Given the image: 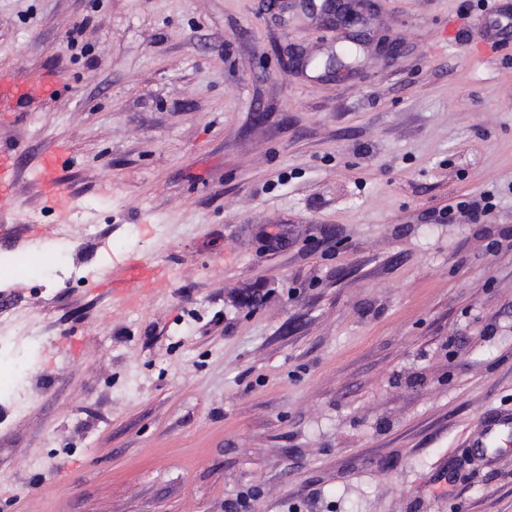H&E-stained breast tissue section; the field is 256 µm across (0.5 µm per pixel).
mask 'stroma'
Returning <instances> with one entry per match:
<instances>
[{
    "label": "stroma",
    "instance_id": "stroma-1",
    "mask_svg": "<svg viewBox=\"0 0 512 512\" xmlns=\"http://www.w3.org/2000/svg\"><path fill=\"white\" fill-rule=\"evenodd\" d=\"M486 16L0 0V73L60 84L0 124V512H512V445L467 446L512 408V37L473 57ZM60 144L64 224L30 180ZM63 244L57 276L4 275ZM130 253L169 282L91 289ZM19 177L20 167L13 153L9 150L0 149V209L2 213L7 211L2 207V203L12 200L15 196Z\"/></svg>",
    "mask_w": 512,
    "mask_h": 512
}]
</instances>
